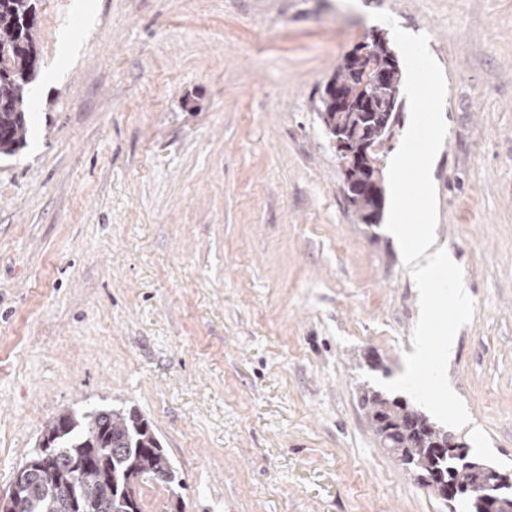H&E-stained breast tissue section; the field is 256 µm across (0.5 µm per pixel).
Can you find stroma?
Instances as JSON below:
<instances>
[{"label": "stroma", "instance_id": "35a3bbf8", "mask_svg": "<svg viewBox=\"0 0 512 512\" xmlns=\"http://www.w3.org/2000/svg\"><path fill=\"white\" fill-rule=\"evenodd\" d=\"M375 11L444 74L435 232L474 303L456 435L512 473V0H36L0 158V498L53 417L133 408L180 480L147 512H448L358 401L403 373L418 291L314 109L391 36Z\"/></svg>", "mask_w": 512, "mask_h": 512}]
</instances>
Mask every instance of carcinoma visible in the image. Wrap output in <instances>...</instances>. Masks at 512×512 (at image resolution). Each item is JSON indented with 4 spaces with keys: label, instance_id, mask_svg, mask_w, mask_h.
Segmentation results:
<instances>
[{
    "label": "carcinoma",
    "instance_id": "obj_1",
    "mask_svg": "<svg viewBox=\"0 0 512 512\" xmlns=\"http://www.w3.org/2000/svg\"><path fill=\"white\" fill-rule=\"evenodd\" d=\"M35 18V0H0V156L14 155L26 140L27 86L35 79ZM370 48L366 55L356 48L343 58L314 106L326 139L343 132L354 152L368 141L381 146L368 169L342 168L348 205L364 224L379 219L384 200L382 146L395 136L403 110L397 56L381 34L372 38ZM375 65L385 68L378 81L372 77ZM336 86L353 104L368 96L377 111L361 114L352 108L337 116L330 92ZM360 402L382 446L418 484L434 488L447 482L457 493L445 501L464 500L470 512H488L492 495L512 507L511 473L477 457H469L466 464L439 451L444 428L402 399L364 387ZM44 441L50 446L37 449L20 469L22 493L0 501V512H144L145 483L176 481L155 432L135 411L61 413L48 424Z\"/></svg>",
    "mask_w": 512,
    "mask_h": 512
}]
</instances>
